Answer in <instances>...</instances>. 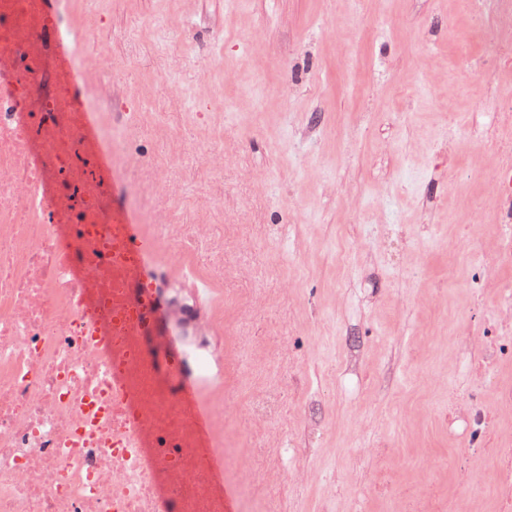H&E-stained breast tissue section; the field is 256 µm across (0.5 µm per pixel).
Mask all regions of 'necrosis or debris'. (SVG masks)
I'll list each match as a JSON object with an SVG mask.
<instances>
[{
    "label": "necrosis or debris",
    "instance_id": "obj_1",
    "mask_svg": "<svg viewBox=\"0 0 512 512\" xmlns=\"http://www.w3.org/2000/svg\"><path fill=\"white\" fill-rule=\"evenodd\" d=\"M35 0H0V512H224L220 443L182 405L184 355L150 346L159 282L122 212L85 185L92 148L68 101L41 99L23 30ZM40 98L39 111L31 101ZM512 201V113L495 140Z\"/></svg>",
    "mask_w": 512,
    "mask_h": 512
}]
</instances>
